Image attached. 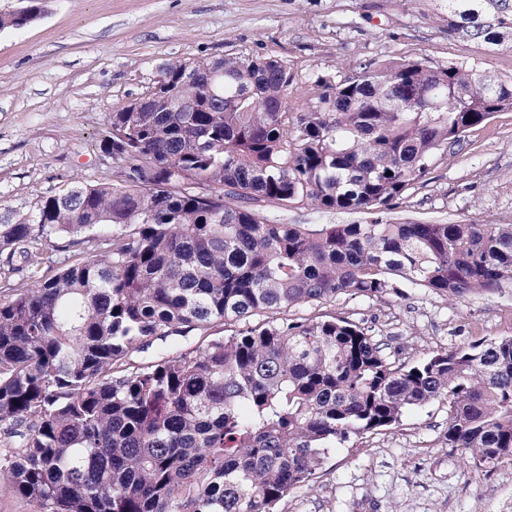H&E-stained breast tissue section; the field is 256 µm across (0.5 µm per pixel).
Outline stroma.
<instances>
[{
  "label": "stroma",
  "instance_id": "obj_1",
  "mask_svg": "<svg viewBox=\"0 0 512 512\" xmlns=\"http://www.w3.org/2000/svg\"><path fill=\"white\" fill-rule=\"evenodd\" d=\"M273 56L295 81L291 111L313 105L317 75L367 60L451 59L512 76V52L448 36L447 0H45L21 29H0V221L68 188L107 180L98 142L112 112L143 97L170 60ZM285 224H350L352 212L263 204ZM389 217L395 222L512 224V112L470 130L439 156ZM362 324L400 360L486 336H512V288L451 300L420 288L368 304L305 305ZM448 407L432 403L386 433L325 460L313 489L278 512H512V461L473 466L444 439Z\"/></svg>",
  "mask_w": 512,
  "mask_h": 512
}]
</instances>
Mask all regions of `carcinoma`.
Instances as JSON below:
<instances>
[{"instance_id": "obj_1", "label": "carcinoma", "mask_w": 512, "mask_h": 512, "mask_svg": "<svg viewBox=\"0 0 512 512\" xmlns=\"http://www.w3.org/2000/svg\"><path fill=\"white\" fill-rule=\"evenodd\" d=\"M448 37L512 50L509 0H448ZM294 78L272 56L170 60L168 97L112 113L99 143L149 160L152 185L72 187L0 224V480L34 512H274L330 452L435 401L448 447L512 461V336L409 363L347 318L289 317L339 295L512 288V224L387 217L436 155L512 111V77L374 60L316 76L292 112ZM259 202L367 220L280 224ZM97 232L96 254L12 283L14 256L36 274L52 237ZM191 332L201 344L133 358Z\"/></svg>"}]
</instances>
